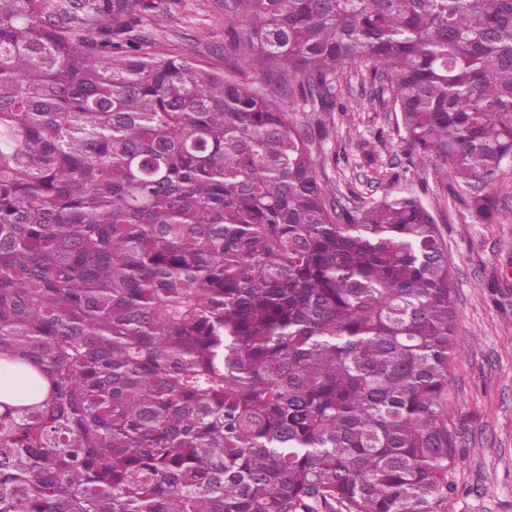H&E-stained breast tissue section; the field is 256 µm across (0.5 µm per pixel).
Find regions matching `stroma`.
<instances>
[{"label": "stroma", "mask_w": 512, "mask_h": 512, "mask_svg": "<svg viewBox=\"0 0 512 512\" xmlns=\"http://www.w3.org/2000/svg\"><path fill=\"white\" fill-rule=\"evenodd\" d=\"M136 32L149 53L182 56L236 78L288 112L311 143L322 179L343 208L386 195L413 196L433 212L448 248L457 303V347L448 372V427L457 463L448 472V512H512V159L493 188L495 223L475 222L469 190L441 162L407 152L386 78L355 65L328 85L341 109L269 83L229 46L233 0H149Z\"/></svg>", "instance_id": "stroma-1"}]
</instances>
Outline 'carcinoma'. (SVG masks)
<instances>
[{
    "label": "carcinoma",
    "instance_id": "cac0c4a2",
    "mask_svg": "<svg viewBox=\"0 0 512 512\" xmlns=\"http://www.w3.org/2000/svg\"><path fill=\"white\" fill-rule=\"evenodd\" d=\"M314 96L386 75L401 140L487 190L512 159V0H235ZM0 0V512H439L456 462L446 242L341 215L251 87Z\"/></svg>",
    "mask_w": 512,
    "mask_h": 512
}]
</instances>
